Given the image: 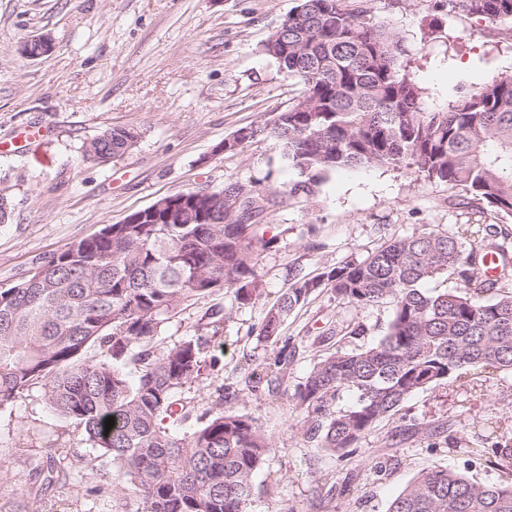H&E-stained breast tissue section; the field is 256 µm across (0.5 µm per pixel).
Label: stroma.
<instances>
[{"label":"stroma","instance_id":"stroma-1","mask_svg":"<svg viewBox=\"0 0 512 512\" xmlns=\"http://www.w3.org/2000/svg\"><path fill=\"white\" fill-rule=\"evenodd\" d=\"M298 0H0V194L11 215L0 224V288L26 278L42 256L97 234L105 225L158 198L199 187L255 186L273 201L264 215L259 296L238 304L223 289L187 302L163 324L157 344L193 335L214 307L228 317L208 344L217 368L186 384L181 397L212 408L218 386L235 390L230 410L270 436L273 450L254 479L251 512H386L421 470L444 466L484 482L512 481L459 449L429 451L422 440L393 444L402 416L445 427L480 447L483 439L512 447V375L486 373L477 388L448 380L410 398L401 416L383 421L342 460L305 435L293 397L314 363L342 349L378 341L391 305L358 310L330 290L313 294L283 323L295 356L281 384H270L279 346L255 328L291 284L293 272L315 276L367 255L384 241L424 225L454 233L489 215L448 202V188L414 171L371 167L329 175L308 195L289 197L297 179L271 135L235 153L222 152L239 128L272 123L301 87L282 73L263 46ZM375 20L401 40L427 108L456 105L494 77L512 76V40L494 26L449 11L447 0H370ZM52 47L28 56L38 36ZM135 129L123 156L88 160L84 147L104 131ZM356 320L370 332L331 336ZM388 457L387 473L368 465ZM65 469L67 482L41 489L37 468ZM345 495L330 494L349 471ZM55 512H143L124 471L96 457L84 432L61 418L41 387L0 408V512L33 498Z\"/></svg>","mask_w":512,"mask_h":512}]
</instances>
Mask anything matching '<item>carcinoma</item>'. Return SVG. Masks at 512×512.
<instances>
[{
    "instance_id": "carcinoma-1",
    "label": "carcinoma",
    "mask_w": 512,
    "mask_h": 512,
    "mask_svg": "<svg viewBox=\"0 0 512 512\" xmlns=\"http://www.w3.org/2000/svg\"><path fill=\"white\" fill-rule=\"evenodd\" d=\"M364 2L299 0L288 27H277L264 51L302 92L272 124L236 130L224 152L272 135L299 177L290 198L337 170L405 168L463 192L467 205L499 221L512 218V77L483 84L451 108L426 109L401 41ZM448 6L491 25L512 22V0ZM136 140L130 130H108L85 145L84 155L120 157ZM185 196L162 197L156 203L166 206L145 212L141 223L108 224L109 233L80 240L77 251L40 259L43 280L0 289V407L41 385L50 407L125 471L144 512H249L270 438L224 409L234 393L218 389V410L201 414L177 397L204 367L218 365V357H202L209 337L162 347L153 340L171 313L198 296L232 288L244 305L259 295L258 248L274 239L259 235L261 206L244 207L243 224L214 199ZM479 232L429 227L315 277L293 274L258 327L262 338L283 341L273 359L277 382L291 357L282 323L318 290L359 309L393 307L377 343L330 353L296 387L307 438L353 457L361 440L417 392L450 378L473 385L490 369L512 373V293L485 297L496 282L479 272L488 255L506 247L484 244ZM450 270L461 288H424ZM130 362L137 366L133 379ZM345 391L355 402L341 407ZM187 423L191 431H174ZM405 434L435 451L444 427L412 417L400 430ZM479 456L501 466L512 448L495 443ZM387 512H512V483L433 469L414 477Z\"/></svg>"
}]
</instances>
